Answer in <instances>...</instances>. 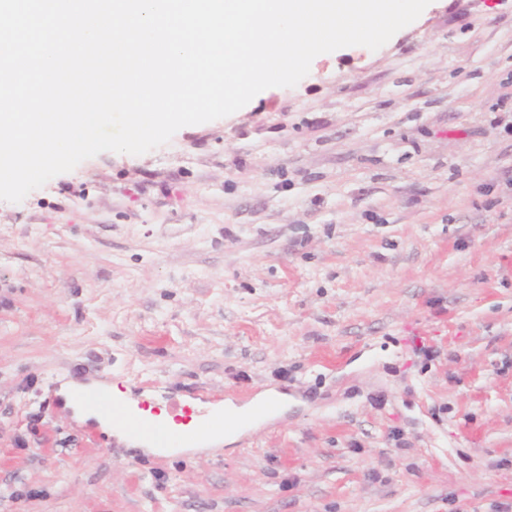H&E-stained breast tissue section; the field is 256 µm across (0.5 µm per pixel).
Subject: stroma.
<instances>
[{
  "instance_id": "35a3bbf8",
  "label": "stroma",
  "mask_w": 512,
  "mask_h": 512,
  "mask_svg": "<svg viewBox=\"0 0 512 512\" xmlns=\"http://www.w3.org/2000/svg\"><path fill=\"white\" fill-rule=\"evenodd\" d=\"M276 387L233 451L131 460L60 378ZM512 505V0H432L295 87L0 201V512Z\"/></svg>"
}]
</instances>
